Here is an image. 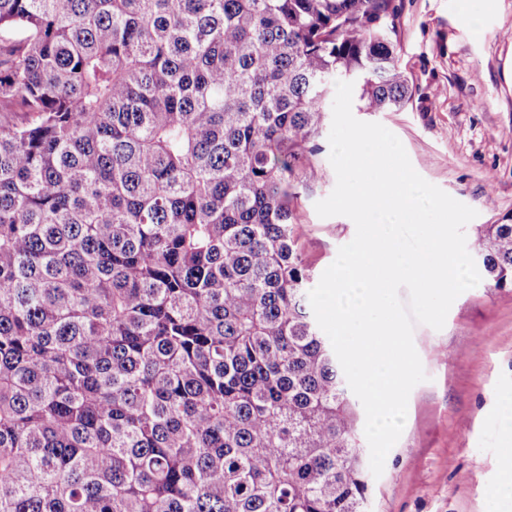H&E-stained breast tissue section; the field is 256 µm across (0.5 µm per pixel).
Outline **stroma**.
Instances as JSON below:
<instances>
[{
    "label": "stroma",
    "instance_id": "stroma-1",
    "mask_svg": "<svg viewBox=\"0 0 512 512\" xmlns=\"http://www.w3.org/2000/svg\"><path fill=\"white\" fill-rule=\"evenodd\" d=\"M403 0L391 39L414 93L397 112H361L402 142L413 168L477 212L474 225L512 215V0ZM329 149L321 177L296 211L299 246L314 276L335 260L356 228L319 217L334 189ZM413 342L427 375L411 391L402 435L380 477L369 480V512H512L492 489L512 467L501 400L512 394V291L487 281L457 297L443 329L416 325Z\"/></svg>",
    "mask_w": 512,
    "mask_h": 512
}]
</instances>
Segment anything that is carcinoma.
I'll use <instances>...</instances> for the list:
<instances>
[{"instance_id": "obj_1", "label": "carcinoma", "mask_w": 512, "mask_h": 512, "mask_svg": "<svg viewBox=\"0 0 512 512\" xmlns=\"http://www.w3.org/2000/svg\"><path fill=\"white\" fill-rule=\"evenodd\" d=\"M401 0H0V512H365L296 207ZM470 252L512 289V217Z\"/></svg>"}]
</instances>
